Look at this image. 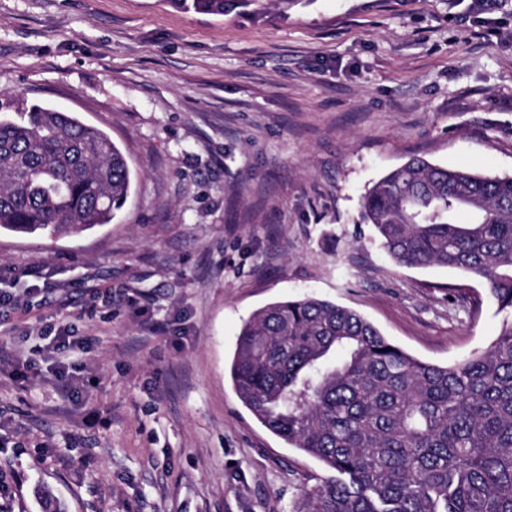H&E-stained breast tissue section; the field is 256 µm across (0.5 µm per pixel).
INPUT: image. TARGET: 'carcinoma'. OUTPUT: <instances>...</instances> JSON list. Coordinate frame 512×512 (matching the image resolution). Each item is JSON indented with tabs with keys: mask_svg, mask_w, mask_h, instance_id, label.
Segmentation results:
<instances>
[{
	"mask_svg": "<svg viewBox=\"0 0 512 512\" xmlns=\"http://www.w3.org/2000/svg\"><path fill=\"white\" fill-rule=\"evenodd\" d=\"M252 0H170L212 15ZM0 232L78 236L111 223L131 170L101 129L0 97ZM364 219L403 266L482 279L503 315L483 352L420 361L361 313L304 297L243 326L230 366L242 403L331 475L296 512H512V176L415 157L366 193Z\"/></svg>",
	"mask_w": 512,
	"mask_h": 512,
	"instance_id": "carcinoma-1",
	"label": "carcinoma"
}]
</instances>
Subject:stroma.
Returning <instances> with one entry per match:
<instances>
[{
	"label": "stroma",
	"mask_w": 512,
	"mask_h": 512,
	"mask_svg": "<svg viewBox=\"0 0 512 512\" xmlns=\"http://www.w3.org/2000/svg\"><path fill=\"white\" fill-rule=\"evenodd\" d=\"M0 94L75 113L132 171L110 224L0 234V288L25 300L0 350L39 368L21 384L0 373L13 512H42V487L64 512H292L328 472L258 423L228 375L270 303L356 309L441 365L499 332L478 280L394 264L362 201L415 155L512 176V0L486 21L471 0H263L221 16L0 0ZM61 324L77 345L48 354Z\"/></svg>",
	"instance_id": "35a3bbf8"
}]
</instances>
